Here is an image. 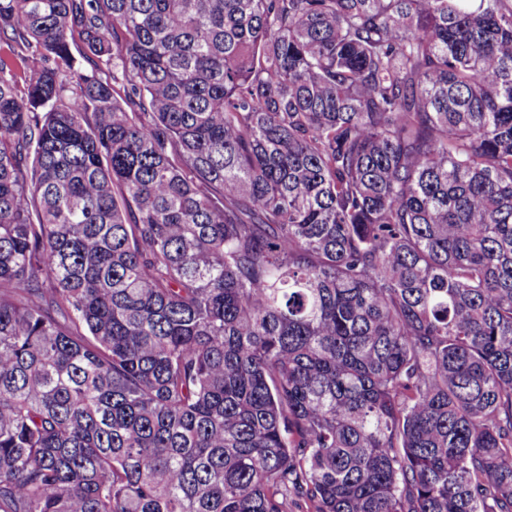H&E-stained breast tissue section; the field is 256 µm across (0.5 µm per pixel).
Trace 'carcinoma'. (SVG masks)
<instances>
[{
  "label": "carcinoma",
  "mask_w": 512,
  "mask_h": 512,
  "mask_svg": "<svg viewBox=\"0 0 512 512\" xmlns=\"http://www.w3.org/2000/svg\"><path fill=\"white\" fill-rule=\"evenodd\" d=\"M2 44L0 512H512V0Z\"/></svg>",
  "instance_id": "carcinoma-1"
}]
</instances>
